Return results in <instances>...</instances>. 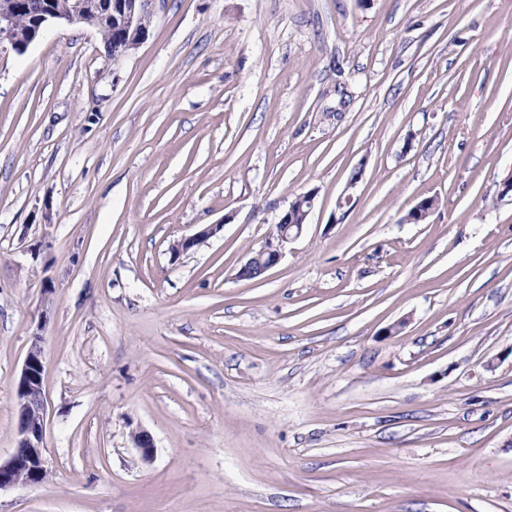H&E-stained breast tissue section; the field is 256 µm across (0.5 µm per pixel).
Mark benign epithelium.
Listing matches in <instances>:
<instances>
[{
	"label": "benign epithelium",
	"instance_id": "obj_1",
	"mask_svg": "<svg viewBox=\"0 0 512 512\" xmlns=\"http://www.w3.org/2000/svg\"><path fill=\"white\" fill-rule=\"evenodd\" d=\"M155 0H69L64 8L56 6L55 0H0V47L8 45L21 52L34 42L40 32L56 21L87 23L91 26L115 21L122 31L120 48L109 54L112 63H119L132 51L138 49L147 39L143 17L154 15ZM26 14L28 19L27 38L19 37L16 31V15ZM315 204V193H309L306 209L295 210L296 203L281 214L277 232L271 234L259 250L265 258L257 262V256L250 255L240 267L238 276L252 271L265 273L277 265L285 256L288 245L299 238ZM220 228L209 224L196 233L175 241L172 254L181 253L203 243ZM47 314H42L36 332L32 334L31 345L23 363L17 382V441L13 453L5 460L0 459V491L18 485H37L48 475L44 458L46 400L41 371L43 364V336L41 331L47 323ZM132 441L140 452L142 461L148 463L154 455V443L145 430L132 432Z\"/></svg>",
	"mask_w": 512,
	"mask_h": 512
}]
</instances>
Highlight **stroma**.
Wrapping results in <instances>:
<instances>
[{"label":"stroma","instance_id":"stroma-1","mask_svg":"<svg viewBox=\"0 0 512 512\" xmlns=\"http://www.w3.org/2000/svg\"><path fill=\"white\" fill-rule=\"evenodd\" d=\"M510 175L512 0H157L117 65L64 22L0 49L4 459L49 316V475L0 512H512ZM314 204L315 193L311 192L307 197L306 209L303 211L302 208L299 207L297 209V217L299 218H296L294 211L296 203L291 202L289 207L279 217L277 232L272 233L259 250L260 255L265 258L266 262L257 264L256 260L258 257L252 253L240 267V271L238 272L239 278L255 270H259L260 273L264 274L277 265L285 256L288 245L299 238L303 233L304 226L307 224L308 216L312 212ZM218 230L217 225L208 224L206 227L201 228L199 231L188 237L180 238L175 241L171 246V253L173 258H176L181 253L190 250L191 248L203 243L209 239Z\"/></svg>","mask_w":512,"mask_h":512}]
</instances>
